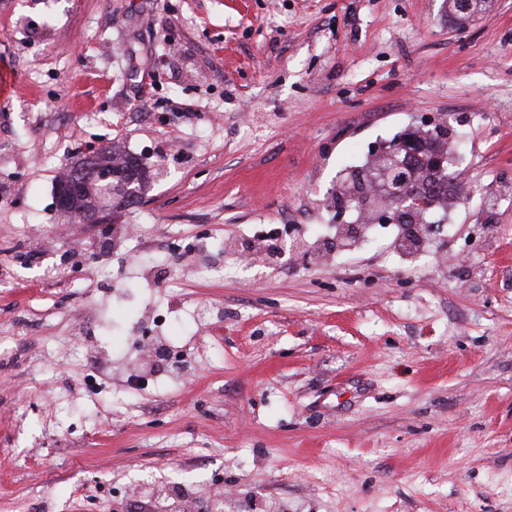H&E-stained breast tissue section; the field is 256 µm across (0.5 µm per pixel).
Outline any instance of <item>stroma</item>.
<instances>
[{"mask_svg":"<svg viewBox=\"0 0 512 512\" xmlns=\"http://www.w3.org/2000/svg\"><path fill=\"white\" fill-rule=\"evenodd\" d=\"M0 512H512V0H0ZM447 123L423 258L336 236L370 150ZM125 145L118 222L55 208ZM190 371L128 388L150 311ZM98 158H102L101 163H94V165H103L104 167H112L111 172H102L99 174V168H84L75 171L71 177L68 185H65L57 191L55 196V205L59 211H66L69 205L73 202L72 199L76 197L81 187L93 181H107V185L104 188L107 198L112 200V187L113 194L120 197L121 202L126 201L130 198L141 199L144 193V188L149 179L147 176V167L136 157L128 155L122 163L114 164L111 163L106 154L99 155ZM112 172H121V177L114 181L115 185H112V178H116L117 174ZM71 188V192H69ZM71 195V197H70Z\"/></svg>","mask_w":512,"mask_h":512,"instance_id":"obj_1","label":"stroma"}]
</instances>
